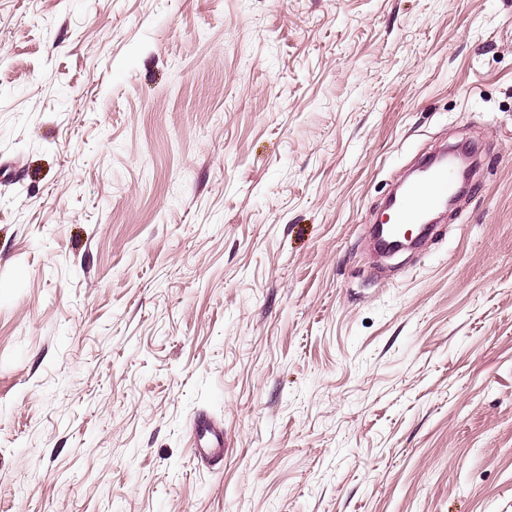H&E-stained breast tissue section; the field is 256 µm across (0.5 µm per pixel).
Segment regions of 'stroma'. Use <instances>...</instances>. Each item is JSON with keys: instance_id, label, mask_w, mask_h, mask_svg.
Here are the masks:
<instances>
[{"instance_id": "stroma-1", "label": "stroma", "mask_w": 512, "mask_h": 512, "mask_svg": "<svg viewBox=\"0 0 512 512\" xmlns=\"http://www.w3.org/2000/svg\"><path fill=\"white\" fill-rule=\"evenodd\" d=\"M0 512H512V0H0ZM457 163V151L442 150L430 155L421 164L419 177L406 185L395 204L389 208L391 218L385 224L389 240L401 238L406 224H419L420 218L432 215L445 208L448 200L457 192V182L450 171ZM195 446L191 453L195 458L208 463L223 459L224 430L206 416L200 417L195 424Z\"/></svg>"}]
</instances>
